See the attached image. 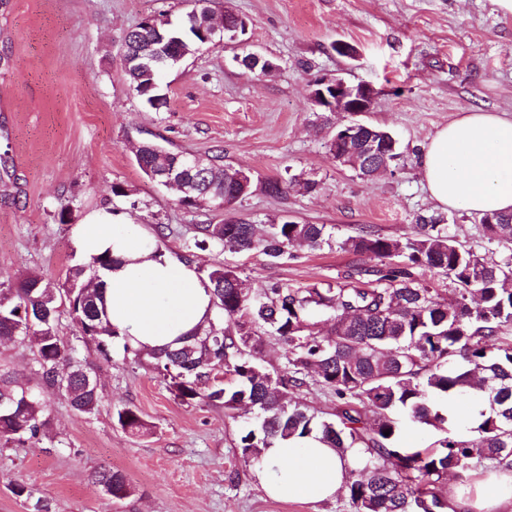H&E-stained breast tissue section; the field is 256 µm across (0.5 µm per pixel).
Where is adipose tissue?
Segmentation results:
<instances>
[{
  "mask_svg": "<svg viewBox=\"0 0 512 512\" xmlns=\"http://www.w3.org/2000/svg\"><path fill=\"white\" fill-rule=\"evenodd\" d=\"M420 170L437 207L512 214V119L468 112L441 126L424 148ZM72 239L84 263L112 253L101 292L116 345L173 349L207 328L214 314L207 281L195 263L158 246L145 227L103 208L76 225ZM353 466L352 457L314 434L266 448L256 478L272 498L326 502L341 492ZM505 503H512V475L485 480L474 501H451L458 512H498Z\"/></svg>",
  "mask_w": 512,
  "mask_h": 512,
  "instance_id": "adipose-tissue-1",
  "label": "adipose tissue"
}]
</instances>
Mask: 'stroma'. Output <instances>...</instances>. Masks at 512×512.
<instances>
[{"instance_id":"1","label":"stroma","mask_w":512,"mask_h":512,"mask_svg":"<svg viewBox=\"0 0 512 512\" xmlns=\"http://www.w3.org/2000/svg\"><path fill=\"white\" fill-rule=\"evenodd\" d=\"M196 0H0V285L35 273L64 282L80 257L73 225L111 207L147 229L165 224L161 246L187 253L196 227L243 218L266 234L289 219L323 224L334 245L292 246L279 262L261 250L198 253L203 266L224 263L246 288L278 283L366 286L379 262L340 249L338 240L369 228L403 239L419 216H434L480 256L512 254V241H491L478 216L437 208L420 174L428 138L467 112L512 118V14L496 0H214L215 10L244 17L237 39L207 45L160 77L168 106L146 108L130 88L120 46L149 16L171 21ZM343 41L355 54H338ZM277 59L264 75L238 62L245 52ZM342 77L376 92L363 123L390 131L401 157L389 171L365 178L341 165L328 144L348 123L310 100L313 84ZM154 140L168 148L248 172L249 195L229 208L188 211L175 190L147 179L131 150ZM288 181L279 196L265 190ZM304 180L314 191L301 188ZM127 196L117 197L113 185ZM69 207L70 223L58 220ZM93 364L100 406L92 415L70 408L44 386L31 345L0 344V366L40 394L48 426L39 442L0 446V512H29L12 486L24 479L53 512H350L346 496L331 502H278L257 482L255 465L236 448L239 430L258 409L226 412L175 399L150 358L135 361L121 347L101 356L79 343ZM136 406L148 425L121 428L118 409ZM122 473L129 497L116 500L95 483V471Z\"/></svg>"}]
</instances>
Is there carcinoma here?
<instances>
[{"mask_svg": "<svg viewBox=\"0 0 512 512\" xmlns=\"http://www.w3.org/2000/svg\"><path fill=\"white\" fill-rule=\"evenodd\" d=\"M192 18L174 24L163 16L146 18L128 31L122 51L131 44L159 37L154 48L166 61L143 68L128 59L125 73L142 103L158 110L167 104L161 94L160 72L174 67L208 44L214 10L211 0ZM385 142V151L370 153V139ZM333 156L349 155L351 167L364 177L387 169L400 157L391 132L376 126L361 128L348 142L329 143ZM238 170L210 160L206 170L189 179L198 189L194 199L179 193L185 209H200L220 199L231 206L249 195L252 185L238 181ZM419 231L404 240L371 231L346 237L340 248L381 262L373 270L372 288L303 289L272 285L260 295L242 287L240 277L222 263L202 269L212 288L215 316H224V332L211 334L177 349L151 354L155 369L168 381L171 393L184 404L207 402L235 410L259 409V424L242 431L236 448L243 462H261L263 449L275 440L318 433L341 454L350 453L346 493L351 512H445L447 493L441 480L453 472L466 485L476 460L512 467V336L499 335L512 325V254L505 259L479 257L458 244L448 225L419 218ZM488 240H512V215L481 216ZM328 242L326 225L283 221L266 236L242 219L203 224L187 246L190 253L211 247L229 252L253 249L278 260L295 243L312 250ZM401 257L403 263L393 259ZM112 265L105 253L90 264L68 271L63 288L38 276H20L0 289V340L36 346V372L43 384L58 391L76 412L92 415L100 405L96 381L86 382L87 363L74 345L59 336L61 317L77 325V340L95 343L108 357L112 326L97 303L95 289L86 287L101 269ZM439 270L457 285L454 297L441 298L414 276L413 269ZM324 314L331 321L325 333L312 330L311 318ZM280 338L286 364L270 371L262 363L265 333ZM224 370L230 382L220 384L212 372ZM315 383L331 397L332 412L320 416L290 395ZM480 393L488 409L480 419L463 425L445 402ZM125 430L146 428L140 412L130 406L117 411ZM47 426L44 407L30 389L0 378V444L37 442ZM427 426L437 439L426 448L399 443L403 428ZM390 434H385V431ZM96 481L126 498L131 494L124 476L103 470Z\"/></svg>", "mask_w": 512, "mask_h": 512, "instance_id": "carcinoma-1", "label": "carcinoma"}]
</instances>
